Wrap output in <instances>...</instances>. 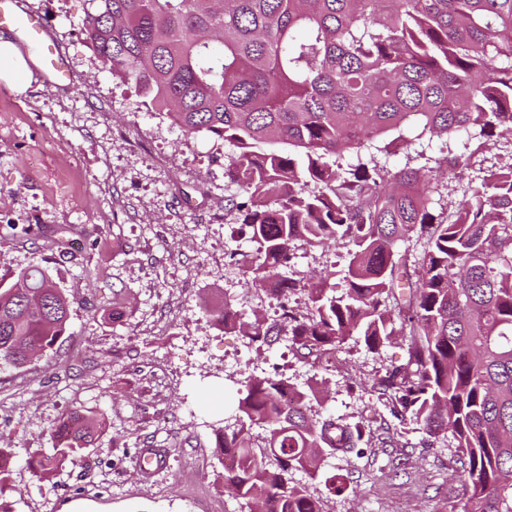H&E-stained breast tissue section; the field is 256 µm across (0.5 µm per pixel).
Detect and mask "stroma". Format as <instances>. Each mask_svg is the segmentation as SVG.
<instances>
[{
    "mask_svg": "<svg viewBox=\"0 0 512 512\" xmlns=\"http://www.w3.org/2000/svg\"><path fill=\"white\" fill-rule=\"evenodd\" d=\"M39 18L72 78L34 73L24 95L0 84V279L37 266L71 302L68 330L31 365L0 366V449L9 512H247L224 494L215 431L234 414L253 350L211 326L206 309L237 294L255 308L225 252H249L224 183L230 145L185 134L137 92L113 80L89 49V0H21ZM473 138L422 137L381 156L390 170L443 171L435 211L468 194L485 170L512 162V138L477 150ZM348 247L299 246L293 276L341 271ZM407 341L380 353L348 340L326 375L322 410L351 417L375 402L373 369L402 363ZM69 410L103 415L107 428L77 464L48 481L29 462L51 450ZM361 456L331 458L312 487L327 512H463L455 450L407 424L375 435ZM148 451L162 468L140 467ZM347 487L332 493L331 476Z\"/></svg>",
    "mask_w": 512,
    "mask_h": 512,
    "instance_id": "obj_1",
    "label": "stroma"
}]
</instances>
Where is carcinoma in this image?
<instances>
[{"instance_id": "cac0c4a2", "label": "carcinoma", "mask_w": 512, "mask_h": 512, "mask_svg": "<svg viewBox=\"0 0 512 512\" xmlns=\"http://www.w3.org/2000/svg\"><path fill=\"white\" fill-rule=\"evenodd\" d=\"M93 54L147 109L187 134L234 147L224 165L244 193L255 245L243 285L277 302L270 320L224 306L209 320L255 347L283 341L325 359L359 336L375 353L408 338L405 363L376 373L377 401L403 424L451 436L464 512H512V163L488 171L448 217L432 176L390 171L373 152L429 134L512 135V0H91ZM350 152L357 163L336 158ZM426 239L411 260L399 245ZM353 246L342 276H289L299 242ZM306 296L305 306L290 295ZM70 301L39 267L0 282V363L23 367L65 335ZM216 450L238 465L224 492L256 512H325L300 472L371 442L363 422L312 414L321 389L247 371ZM290 389L294 400L284 403ZM261 433L255 435L252 430ZM103 430L63 414L40 480L74 464Z\"/></svg>"}]
</instances>
